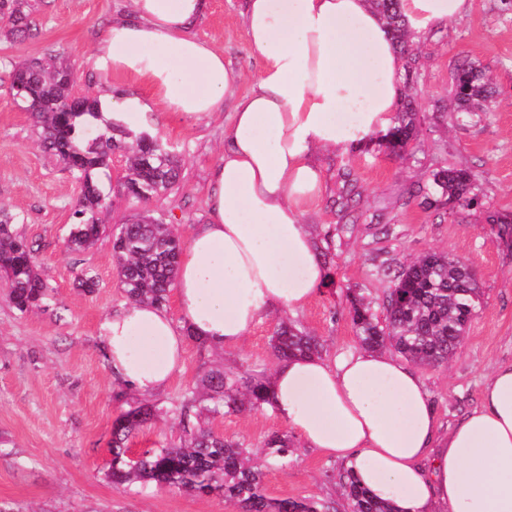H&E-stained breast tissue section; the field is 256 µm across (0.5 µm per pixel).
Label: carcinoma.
<instances>
[{"label":"carcinoma","mask_w":512,"mask_h":512,"mask_svg":"<svg viewBox=\"0 0 512 512\" xmlns=\"http://www.w3.org/2000/svg\"><path fill=\"white\" fill-rule=\"evenodd\" d=\"M391 38L405 55V89L401 109L389 135L403 149L418 129L415 105L419 58L409 52L415 37L397 11V0H370ZM0 17L6 28L0 35L11 42L29 39L33 19L27 0H0ZM11 86L20 79L25 91L18 103L42 128L45 147L74 174L80 192L67 238L70 252L84 253L99 240V213L111 206L99 170L112 165V156L124 157L122 186L135 185L156 200L178 183L181 174L177 155L158 136L133 135L125 126L99 118L98 100L85 94L77 112H66L75 91L72 65L60 54L14 64ZM454 111L487 112L490 96L487 74L480 65L467 61L457 66L452 88ZM437 198L457 207L470 208L478 193L471 174L456 167L433 173ZM135 207L129 219L114 226L112 254L125 297L130 304H165L175 281L182 251L177 228L147 202L130 199ZM15 218L0 211V273L5 276L9 298L22 313L41 308L50 300L32 247L15 233ZM352 322L360 345L373 351H393L420 366L442 364L452 357L465 336L467 325L484 302L472 267L445 252L430 251L400 266L379 309L362 297H347ZM277 357H297L320 352L318 339L293 324L281 323L271 336ZM272 404L269 383L248 373L228 375L222 369L207 371L188 386L177 407L182 435L170 448H146L136 460L128 457L129 437L155 416L148 405L130 408L112 430V459L107 476L115 486L130 488L137 483L156 482L198 495H215L237 503L241 512H336L334 503L308 500H278L267 496L263 471L251 463V451L241 441L224 437L210 426V419L242 410H260ZM269 455L283 467L293 453L294 440L288 433L275 432L264 443ZM349 512H397L396 507L377 499L351 473L339 474Z\"/></svg>","instance_id":"cac0c4a2"}]
</instances>
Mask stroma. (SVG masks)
Instances as JSON below:
<instances>
[{"label":"stroma","mask_w":512,"mask_h":512,"mask_svg":"<svg viewBox=\"0 0 512 512\" xmlns=\"http://www.w3.org/2000/svg\"><path fill=\"white\" fill-rule=\"evenodd\" d=\"M36 34L16 44L0 39V210L17 216L14 231L34 247L39 271L54 300L49 308L20 313L0 287V505L11 512H240L219 496H197L149 483L124 491L106 477L112 424L139 401L123 392L99 349L98 323L125 306L112 260V239L102 236L83 254L66 249L79 184L48 152L41 129L19 111L9 91L14 63L47 52L68 56L76 89L97 94L133 78L92 68L89 56L112 17L131 0H29ZM242 0H211L195 33L224 53L240 74L238 93L259 72L248 47ZM422 70L417 84L420 125L403 155L372 140L347 154L321 153L326 192L305 218L317 234L330 282L302 309L263 319L235 347L188 341L181 371L153 395L164 414L128 443L131 453L178 442L174 408L188 384L208 369L273 373L271 336L287 321L316 336L325 355L359 350L346 293L382 299L390 282L381 264L399 268L429 251L465 258L484 291V303L448 363L418 367L430 391L441 432L480 404L494 368L512 362V0H472L471 9L443 21L414 42ZM479 63L490 78L494 109L470 116L448 111L452 76L461 60ZM229 112L188 121L157 112L153 130L174 148L183 180L154 201L166 223L189 237L206 222L210 172L224 150ZM469 169L482 190L477 209L454 211L431 204L433 171ZM98 280L81 288L83 268ZM215 431L241 440L256 455L266 493L274 499L334 502L348 512L338 486L339 465L296 441L287 467L266 456L265 439L285 431L273 407L216 418Z\"/></svg>","instance_id":"1"}]
</instances>
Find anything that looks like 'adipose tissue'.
<instances>
[{
    "label": "adipose tissue",
    "mask_w": 512,
    "mask_h": 512,
    "mask_svg": "<svg viewBox=\"0 0 512 512\" xmlns=\"http://www.w3.org/2000/svg\"><path fill=\"white\" fill-rule=\"evenodd\" d=\"M208 6L132 0L131 14L113 19L92 54L97 69L150 88L148 98L111 88L98 96L104 119L138 133L154 108L197 120L236 99L211 170L207 221L192 230L176 273L181 323L151 304L99 323L113 378L141 395L181 369L188 338L238 345L265 317L319 293L327 271L304 222L325 190L314 155L387 133L400 105L402 59L368 0H244L260 71L240 96L223 52L193 32ZM470 7L400 0L419 34ZM270 395L308 446L398 512H512V362L494 369L480 406L444 437L422 378L384 352L279 361Z\"/></svg>",
    "instance_id": "obj_1"
}]
</instances>
